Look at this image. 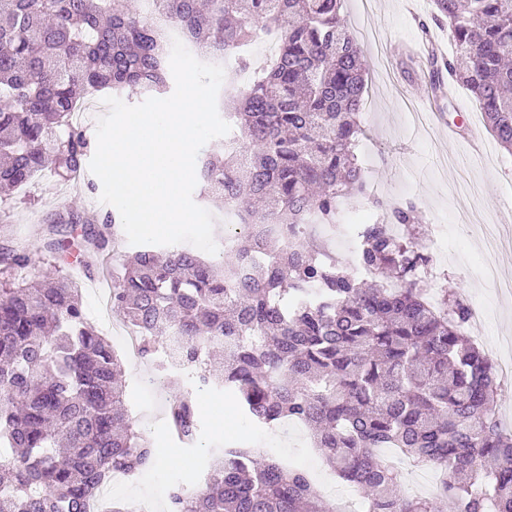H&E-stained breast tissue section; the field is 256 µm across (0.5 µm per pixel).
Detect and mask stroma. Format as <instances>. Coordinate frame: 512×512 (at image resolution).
Returning <instances> with one entry per match:
<instances>
[{"instance_id": "35a3bbf8", "label": "stroma", "mask_w": 512, "mask_h": 512, "mask_svg": "<svg viewBox=\"0 0 512 512\" xmlns=\"http://www.w3.org/2000/svg\"><path fill=\"white\" fill-rule=\"evenodd\" d=\"M372 12H365L363 0H343L342 11L361 49L368 91L359 114L363 134L356 153L367 169L375 192L357 204L360 212L376 211L377 203L391 197L414 202L423 220L417 237L427 243L431 237L448 240L453 261L435 259L433 272L439 283L467 304L483 308L485 321L470 325L466 333L495 344L512 338V297H503L484 284L478 269L483 262L479 244L456 215L468 208L475 224L503 225L509 237L494 261L503 276L512 277V154L502 149L487 131L479 103L464 87L454 93L432 90L428 57L411 53L418 42L420 26L429 22L430 0H374ZM436 109L445 123L457 125L460 139L448 142L429 127H420L411 113ZM477 137L483 143L480 155L467 151L465 141ZM99 190L85 185L69 186L51 177L33 180L0 204V245L20 246L32 258L25 270L31 278L53 266L56 259L45 252L43 239L47 214L68 207L99 208ZM129 382V403L134 426L153 442L161 456L155 469L139 474L114 489L111 499L123 504L153 501L165 506L167 480L183 482L196 489L206 476L204 464L188 466L176 451V436L166 424L170 403L181 397L189 383L186 378L157 372L144 359L125 360ZM211 407L201 413V436L193 452L210 456L213 449L244 445L258 448L260 456L297 458L318 478L332 477L324 457L310 447V433L300 423L284 422L258 428L243 422L235 397L217 389L207 392ZM224 414L237 421V428L216 434L213 420Z\"/></svg>"}]
</instances>
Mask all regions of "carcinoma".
Instances as JSON below:
<instances>
[{"mask_svg": "<svg viewBox=\"0 0 512 512\" xmlns=\"http://www.w3.org/2000/svg\"><path fill=\"white\" fill-rule=\"evenodd\" d=\"M195 46L237 56L274 44L242 98L224 105L233 130L224 159L203 153L200 184L239 205L246 241L217 268L178 247L145 245L112 280V311L157 360L172 344L193 387L169 405L180 439L200 433L195 395L224 389L243 419H289L341 480L368 490L369 512H438L401 491L380 448L445 473L450 512H512V432L497 423L502 387L464 328L470 308L427 298L432 260L414 241L417 207H393L390 223L358 233L368 285L308 240L316 216L336 224L366 193L355 148L366 83L341 0H155ZM448 22L455 56L431 62L471 91L498 144L512 153V0H432ZM170 46L130 0H0V188L49 173L72 182L91 145L71 123L91 93L160 92L172 78ZM102 225L82 243L57 225ZM119 214L71 208L52 215L44 249L63 265L37 279L22 249L0 248V512H89L120 471L138 475L157 452L134 428L121 358L89 322L69 258L91 272L112 250ZM282 224L295 237L256 228ZM167 512H338L310 475L247 448L212 455L204 483L166 492Z\"/></svg>", "mask_w": 512, "mask_h": 512, "instance_id": "cac0c4a2", "label": "carcinoma"}]
</instances>
